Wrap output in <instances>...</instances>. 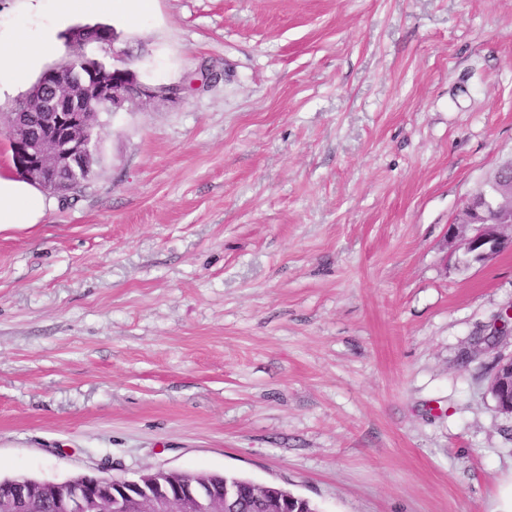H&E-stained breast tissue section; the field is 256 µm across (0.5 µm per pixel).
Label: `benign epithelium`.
I'll return each instance as SVG.
<instances>
[{
  "label": "benign epithelium",
  "instance_id": "benign-epithelium-1",
  "mask_svg": "<svg viewBox=\"0 0 512 512\" xmlns=\"http://www.w3.org/2000/svg\"><path fill=\"white\" fill-rule=\"evenodd\" d=\"M102 62L85 57L83 77L77 79L62 68H51L42 84L52 90L50 106L55 120L52 138L29 139L20 120L12 118L9 132L15 146V165L28 180L66 195L73 191L69 177L79 173L87 150L86 132L99 120L100 112L115 115L132 105L159 99L178 103L184 88L177 84L150 85L127 68L112 79L104 77ZM450 237L463 249L462 261L487 262L512 247V160L502 165L470 196L449 226ZM512 387V358L502 361L493 373L489 392L500 403L501 392ZM30 488L18 484L14 495L0 499V512H26ZM59 512H223L230 507L237 491L224 492V500L207 495L199 484L169 478L160 482L147 470L131 477L96 475L89 483L79 475L52 491Z\"/></svg>",
  "mask_w": 512,
  "mask_h": 512
}]
</instances>
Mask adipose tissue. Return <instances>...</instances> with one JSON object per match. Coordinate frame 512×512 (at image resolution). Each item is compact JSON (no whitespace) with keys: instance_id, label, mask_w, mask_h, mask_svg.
I'll return each instance as SVG.
<instances>
[{"instance_id":"1","label":"adipose tissue","mask_w":512,"mask_h":512,"mask_svg":"<svg viewBox=\"0 0 512 512\" xmlns=\"http://www.w3.org/2000/svg\"><path fill=\"white\" fill-rule=\"evenodd\" d=\"M47 19L33 27L21 20L0 29V96L29 85L45 59L61 49L59 31L72 17L131 19L149 13L153 0H51ZM53 202L28 180L0 172V228L44 223Z\"/></svg>"}]
</instances>
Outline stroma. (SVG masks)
<instances>
[{
	"label": "stroma",
	"instance_id": "stroma-1",
	"mask_svg": "<svg viewBox=\"0 0 512 512\" xmlns=\"http://www.w3.org/2000/svg\"><path fill=\"white\" fill-rule=\"evenodd\" d=\"M182 101L0 230V475L207 470L319 512H491L512 248L444 237L512 158V0H154L116 24ZM510 386L512 389V358L499 363L489 383V392L495 399L497 409L503 414L512 415V406L510 412H505L500 405L501 392Z\"/></svg>",
	"mask_w": 512,
	"mask_h": 512
}]
</instances>
